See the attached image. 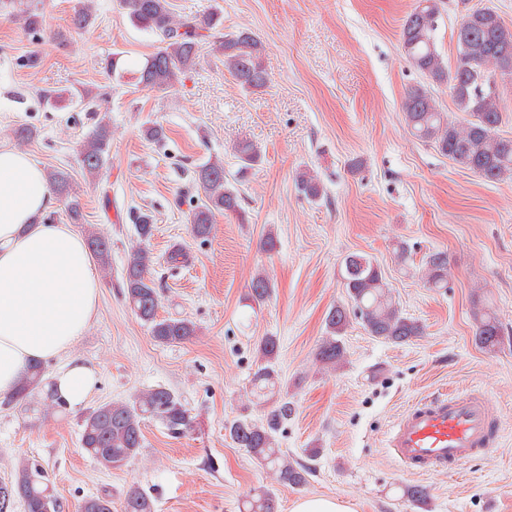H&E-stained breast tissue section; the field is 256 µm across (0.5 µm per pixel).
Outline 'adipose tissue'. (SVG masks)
I'll return each instance as SVG.
<instances>
[{
    "label": "adipose tissue",
    "mask_w": 512,
    "mask_h": 512,
    "mask_svg": "<svg viewBox=\"0 0 512 512\" xmlns=\"http://www.w3.org/2000/svg\"><path fill=\"white\" fill-rule=\"evenodd\" d=\"M54 204L45 170L0 148V398L31 364L54 359L52 386L78 409L97 373L72 350L98 316L101 283L83 235L46 221Z\"/></svg>",
    "instance_id": "obj_1"
}]
</instances>
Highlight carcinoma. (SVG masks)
<instances>
[{
  "label": "carcinoma",
  "mask_w": 512,
  "mask_h": 512,
  "mask_svg": "<svg viewBox=\"0 0 512 512\" xmlns=\"http://www.w3.org/2000/svg\"><path fill=\"white\" fill-rule=\"evenodd\" d=\"M119 6L133 24L159 38L160 47L133 70L137 84L151 91H168L181 81L199 59L202 46L211 31L220 24V16L176 18L169 0H119ZM17 16L28 31L42 28L40 9L28 4ZM441 18L440 0H415L414 7L403 19L400 43L410 65L430 81L412 87L402 104L404 122L417 139L432 144L457 166L469 170L487 182L512 179V137L500 133L503 106L499 87H491L490 75L501 72L512 77V29L491 7L468 11L456 32L457 51L453 63L437 49L436 32ZM224 70L244 89L258 90L266 86L267 72L263 63V46L249 32L224 39ZM448 85V94L456 111L466 115L460 121L450 118L435 98L431 85ZM111 150V132L107 123L99 122L87 135L79 151L81 169L96 175L103 168ZM235 153L241 168L257 162L259 150L245 140ZM200 191L199 204L190 217L195 236L211 233L218 213H240L238 179L228 175L224 163L209 161L194 171ZM300 190L310 198L322 195L317 178L302 172L297 179ZM52 190L69 199L68 211L74 221L80 220V205L69 197V175L53 171L49 175ZM137 244L127 255L123 269L124 297L134 314L148 326L160 344L180 343L196 333V325L188 319L158 315L160 300L151 269L154 256L149 241L154 234L153 218L139 211L134 216ZM87 243L97 262L111 268L112 242L105 235L89 231ZM343 275L348 303L337 304L327 313L326 336L316 351V361L336 368L345 354L342 335L355 318L369 335L400 345L422 335L418 321L404 316L391 295L381 267L371 258L351 254L344 259ZM426 285L448 287V258L441 252L426 259ZM272 292V283L263 273L251 280L249 299L255 304L265 302ZM475 341L486 349L495 348L502 336L501 326L491 308L485 306L474 314ZM278 341L274 336L263 338L252 376V394L258 400L273 401L262 419L248 416L225 426L229 438L246 450L264 469L274 473L284 486L301 487L308 482L311 469L288 461L278 447L277 433L292 414V405L284 398L273 400L280 386L275 361ZM53 410L66 404L56 392L46 388L45 368L37 362L24 376L13 402L31 397ZM154 420L167 434L179 439L193 428V419L179 394L158 385L142 391L125 402H107L88 410L82 420L80 447L102 469L110 471L125 466L143 445L142 426ZM13 500L24 503L27 512H45V501H55L54 512L62 504L49 489V483L36 465L23 463L8 481ZM79 512H154L153 500L135 488L115 502L110 495L89 496L79 505ZM241 512H277L274 494L263 487L242 503Z\"/></svg>",
  "instance_id": "carcinoma-1"
}]
</instances>
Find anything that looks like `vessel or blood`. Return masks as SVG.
I'll use <instances>...</instances> for the list:
<instances>
[{
	"label": "vessel or blood",
	"instance_id": "b4317fda",
	"mask_svg": "<svg viewBox=\"0 0 512 512\" xmlns=\"http://www.w3.org/2000/svg\"><path fill=\"white\" fill-rule=\"evenodd\" d=\"M498 430L488 396L451 393L407 409L390 429L386 446L404 471L422 474L491 455Z\"/></svg>",
	"mask_w": 512,
	"mask_h": 512
}]
</instances>
